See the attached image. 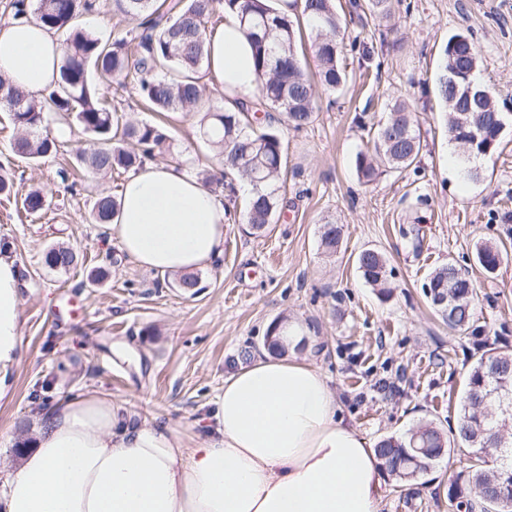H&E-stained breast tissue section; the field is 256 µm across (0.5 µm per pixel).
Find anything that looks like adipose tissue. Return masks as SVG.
<instances>
[{
  "instance_id": "ef3b65f1",
  "label": "adipose tissue",
  "mask_w": 512,
  "mask_h": 512,
  "mask_svg": "<svg viewBox=\"0 0 512 512\" xmlns=\"http://www.w3.org/2000/svg\"><path fill=\"white\" fill-rule=\"evenodd\" d=\"M207 70L225 94L252 100L253 48L237 14L206 41ZM63 42L35 21L0 27V75L33 98L53 87ZM228 207L186 167L148 162L125 182L109 236L138 267H205L224 250ZM19 272L0 255V400L22 363ZM206 437L139 420L83 392L44 408L33 447L0 481V512H379L374 448L345 425L324 376L269 353L224 380Z\"/></svg>"
}]
</instances>
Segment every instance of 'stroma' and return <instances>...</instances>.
Instances as JSON below:
<instances>
[{"mask_svg": "<svg viewBox=\"0 0 512 512\" xmlns=\"http://www.w3.org/2000/svg\"><path fill=\"white\" fill-rule=\"evenodd\" d=\"M348 4L336 0L346 29V87L318 92L307 128L280 129L287 172L275 223L251 233L245 197L233 196L224 254L199 270L195 297L175 288L173 276L136 266L92 223L98 195L119 194L123 178L82 172L76 189L61 183L58 167L81 145L76 130L51 125L62 135L63 154L13 162L11 194L0 195V248L9 247L20 272L23 363L11 399L0 401V431L13 437L1 470L19 461L38 407L84 391L111 396L185 438L204 436V417L225 377L261 355L270 327L282 320L298 330L297 355L325 375L345 421L370 446L425 423L453 428L476 356L512 353V0H394L387 21L351 15ZM456 33L472 38L481 80L506 117L477 180L466 175L463 152L450 150L437 93ZM363 44L370 59L361 57ZM398 99L415 113L423 153L402 175L363 182L356 155L368 128L386 121ZM200 119L173 114L172 149L162 161L219 172L199 136ZM35 188L44 191L46 207L29 215L22 200ZM328 222L343 229L332 255L321 246ZM481 241L503 251L495 273L476 259ZM57 245L76 249L77 267L45 264ZM367 248L386 259L387 289L367 284L357 268ZM450 262L474 282L481 335L448 329L424 294L431 272ZM98 267L109 275L94 285L88 275ZM381 378L396 394L374 391ZM469 464L468 449L458 448L409 488L385 480L380 512H449L448 488Z\"/></svg>", "mask_w": 512, "mask_h": 512, "instance_id": "1", "label": "stroma"}]
</instances>
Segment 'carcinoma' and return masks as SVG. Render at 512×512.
<instances>
[{
    "instance_id": "1",
    "label": "carcinoma",
    "mask_w": 512,
    "mask_h": 512,
    "mask_svg": "<svg viewBox=\"0 0 512 512\" xmlns=\"http://www.w3.org/2000/svg\"><path fill=\"white\" fill-rule=\"evenodd\" d=\"M229 7L237 10L254 52L260 97L264 105L279 114L277 122L301 129L316 119V88L306 72L299 48L303 47L301 20H306L317 61L318 77L324 91L336 93L346 83L341 55V20L333 0H303L301 19L279 14L274 0H113V12L135 22L123 34L102 40L80 27L79 19L94 9L93 0H13L12 17L28 15L50 31L67 34L65 55L55 88L35 100L0 75V111L8 112L18 134L10 141V156L35 161L57 155L62 145L50 135L53 122L75 125L89 141L78 148L79 166L98 175L135 171L170 148L165 127L150 122H121L124 111L119 91L133 82L153 112H198L203 89L199 73L207 63L206 34L215 14ZM351 7L371 17L388 19L391 0H353ZM468 39L457 33L448 39L437 91L447 106L448 135L462 144L469 155L480 158L493 154L501 138L473 143L469 137L474 115H466L469 104L448 84L453 71H477L476 48H454ZM253 105L228 99L204 113L203 135L221 158V177L206 175V185L232 187L241 179L253 187L245 208V219L258 233L274 223L279 210L276 181L285 167V148L278 130L253 128ZM423 140L410 106L397 101L390 119L373 129L366 150L356 156L358 175L372 182L384 172L402 173L419 158ZM46 204L40 189L23 199V209L37 214ZM118 210V197L99 195L91 210L92 222L109 224ZM342 228L323 225L321 245L336 253ZM477 256L482 268L491 273L500 265L498 247L481 243ZM72 247H53L45 263L68 270L77 264ZM363 278L375 288H386V260L375 249L357 256ZM200 280L195 273L179 276L175 286L193 296ZM476 292L468 272L448 263L435 269L427 282L426 297L448 328L478 333L475 325ZM512 394V354L486 352L471 366L461 396V414L452 437L430 424L418 427L405 439L385 437L375 450L388 478L402 485L417 480L460 441L482 453L492 445L512 448V430L498 422L489 427L492 399ZM475 492L480 512H512V467H495L482 460L460 473L452 482L448 506L474 512L472 500L462 487Z\"/></svg>"
}]
</instances>
